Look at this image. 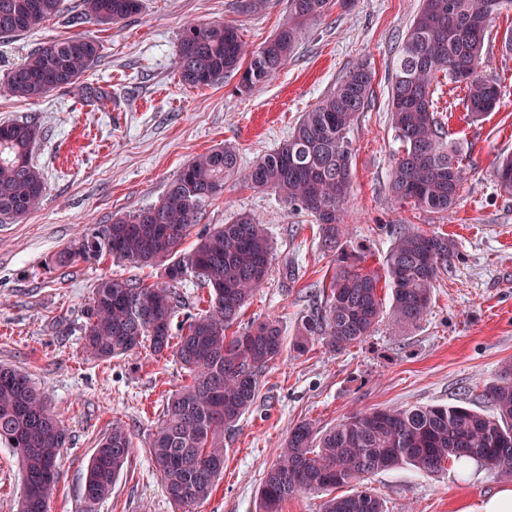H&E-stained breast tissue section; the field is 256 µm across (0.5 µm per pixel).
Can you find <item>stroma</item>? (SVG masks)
Wrapping results in <instances>:
<instances>
[{
	"label": "stroma",
	"mask_w": 512,
	"mask_h": 512,
	"mask_svg": "<svg viewBox=\"0 0 512 512\" xmlns=\"http://www.w3.org/2000/svg\"><path fill=\"white\" fill-rule=\"evenodd\" d=\"M420 0H334L303 34L279 75L254 93L233 80L191 88L175 68L188 22L236 24L252 47L271 37L288 15V0H266L245 15L236 0H143L137 15L112 26L74 23L80 0H64L62 15L34 33L0 39V122L28 119L40 136L32 159L47 193L39 209L0 223V365L31 375L68 431L57 459L58 484L48 512H178L167 498L149 454L169 395L187 380L172 354L144 349L134 358L88 359L84 309L101 277L153 282L158 267L106 258L89 265L53 266L52 258L114 214L155 204L198 154L230 143L243 166L277 147L308 111L354 66L374 73L373 98L351 132L353 189L345 203L347 249L381 269L394 225L449 237L456 255L433 290L424 321L406 331L381 319L371 336L338 354L314 346L284 351L263 373L255 403L224 435V476L209 499L190 512H261L259 491L289 430L306 420L330 427L371 408L463 404L490 411L486 387L512 360V197L494 179L499 155L512 153V11L485 38L483 74L502 91L495 112L472 122L463 93L440 76L434 98L449 140L460 143L467 171L454 206L440 214L401 205L389 191L395 149L389 125L391 61ZM84 35L99 41L100 58L82 77L111 100L92 102L75 89H57L37 102L11 97L9 73L39 45ZM254 214L274 242L267 281L254 291L236 323L278 319L292 339L328 284L336 253L324 248L312 216L287 209L269 191L229 182L202 211L203 226ZM132 435L134 452L110 495L89 504L84 487L90 458L113 425ZM512 478L486 467L458 474L454 463L435 473L400 468L362 477L386 512H479L484 497ZM22 468L0 444V512H17Z\"/></svg>",
	"instance_id": "1"
}]
</instances>
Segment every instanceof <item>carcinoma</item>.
Listing matches in <instances>:
<instances>
[{
  "mask_svg": "<svg viewBox=\"0 0 512 512\" xmlns=\"http://www.w3.org/2000/svg\"><path fill=\"white\" fill-rule=\"evenodd\" d=\"M331 0H288V19L262 45L251 48L232 23L192 22L183 30L175 66L183 84L202 88L227 77L250 93L285 67L302 34L327 12ZM84 18L104 26L141 10V0H82ZM63 0H0V37L22 36L55 19ZM512 10L481 0H422L392 60L389 122L397 148L390 189L402 205L440 213L457 199L465 171L458 147L449 142L434 100L439 74L465 90L469 115L479 120L500 106L497 83L482 74L486 33ZM89 37L44 43L8 76L7 89L22 101H38L60 88L78 85L99 58ZM373 74L352 68L336 88L303 113L287 138L241 165L239 149L216 147L197 155L154 205L112 218L58 252L59 267L94 263L105 257L141 266L164 267L153 283L103 278L85 308V352L100 361L132 356L150 342L159 355L172 351L189 381L168 399L164 419L150 443V457L168 499L178 507L206 500L224 473V432L234 428L259 393L261 373L284 351L281 326L266 318L240 332L232 330L255 288L268 276L272 243L259 219L239 213L182 245L203 208L241 180L273 192L288 208L311 215L324 247L336 251V271L319 292L320 301L292 339L304 353L317 339L339 353L370 336L382 314L380 281L391 295L392 325L414 327L427 315L432 290L448 272L455 244L426 231H393L382 270L363 266L361 255L339 246L345 202L352 188L351 130L372 96ZM39 136L31 120L0 124V223L35 211L46 183L32 161ZM495 179L512 196V154L499 157ZM191 279L209 289L208 307L173 328L182 305L176 285ZM485 397L496 410L486 416L462 405L355 412L334 426L295 424L260 489L263 512H281L288 498L304 491H332L379 471L414 467L435 472L449 460L474 461L512 477V361L503 363ZM0 442L26 460L18 512H48L57 477H40L45 458L67 442L59 417L24 372L0 365ZM134 449L130 433L116 424L91 457L86 486L91 501L106 497ZM322 512H384L383 501L367 490L327 498Z\"/></svg>",
  "mask_w": 512,
  "mask_h": 512,
  "instance_id": "1",
  "label": "carcinoma"
}]
</instances>
